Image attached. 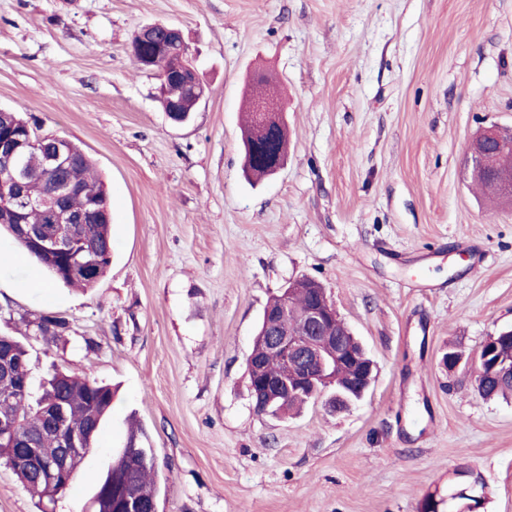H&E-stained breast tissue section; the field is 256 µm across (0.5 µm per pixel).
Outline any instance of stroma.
Returning <instances> with one entry per match:
<instances>
[{
  "instance_id": "1",
  "label": "stroma",
  "mask_w": 512,
  "mask_h": 512,
  "mask_svg": "<svg viewBox=\"0 0 512 512\" xmlns=\"http://www.w3.org/2000/svg\"><path fill=\"white\" fill-rule=\"evenodd\" d=\"M182 30L208 85L172 125L136 32ZM265 76L288 155L246 179L241 106ZM0 107L77 143L112 203L114 256L83 292L0 236V335L118 389L53 512H84L130 419L159 512H420L469 466L512 512V398L486 400L449 345L512 326V206L473 186L467 146L512 127V0H0ZM326 288L375 365L350 409L256 413L246 358L290 281ZM46 311L68 327L46 343ZM0 461V512H43Z\"/></svg>"
}]
</instances>
